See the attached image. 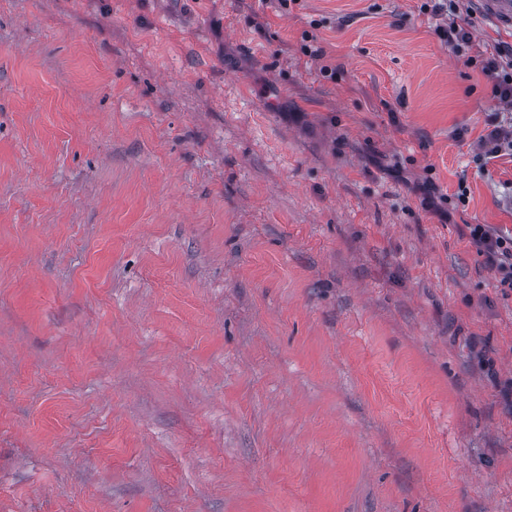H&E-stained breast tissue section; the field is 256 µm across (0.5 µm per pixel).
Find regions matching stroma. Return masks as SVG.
<instances>
[{
  "mask_svg": "<svg viewBox=\"0 0 512 512\" xmlns=\"http://www.w3.org/2000/svg\"><path fill=\"white\" fill-rule=\"evenodd\" d=\"M422 2L0 0V512H512V159ZM470 147L474 154L473 158L483 167L494 159L504 156L512 157V117L508 127L501 124L499 120L488 125L487 132ZM469 236L487 265L496 272L497 286L505 296L512 294V234L502 235L487 224L469 225Z\"/></svg>",
  "mask_w": 512,
  "mask_h": 512,
  "instance_id": "obj_1",
  "label": "stroma"
}]
</instances>
